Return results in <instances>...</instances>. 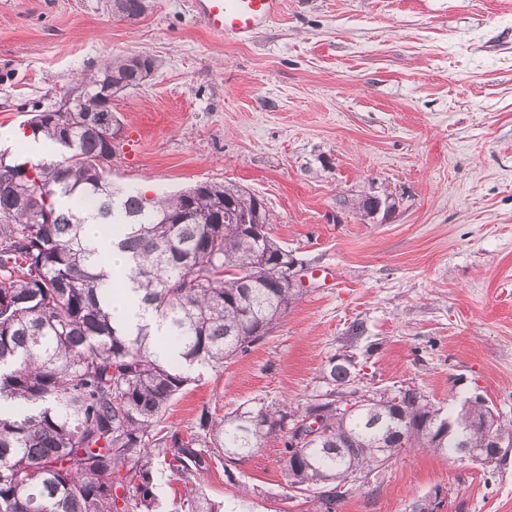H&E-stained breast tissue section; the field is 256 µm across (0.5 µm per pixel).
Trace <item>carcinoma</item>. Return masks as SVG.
<instances>
[{
  "label": "carcinoma",
  "instance_id": "cac0c4a2",
  "mask_svg": "<svg viewBox=\"0 0 512 512\" xmlns=\"http://www.w3.org/2000/svg\"><path fill=\"white\" fill-rule=\"evenodd\" d=\"M155 68L148 55L140 67L128 56L104 61L79 84L81 111L27 121L55 149L51 159L0 153V512H157L156 459L184 483L177 512H220L192 477L222 458L233 484L231 465L271 439L282 445L287 487L313 489L321 512H336L354 472L407 448L464 457L461 443L489 453L491 437L512 448L511 421L484 426L492 407L483 396L444 416L411 386L347 400L323 414V433L295 445L284 419L349 382L334 356L319 390L294 409L261 405L217 420L204 409L187 435L164 426L192 370L246 354L302 292L266 275L287 249L254 195L209 181L150 199L113 187L101 165L110 148L102 109ZM73 196L103 223L125 226L119 247L130 266L119 276L164 335L112 319V272L85 243L86 217L65 204ZM226 198L248 226L218 222Z\"/></svg>",
  "mask_w": 512,
  "mask_h": 512
}]
</instances>
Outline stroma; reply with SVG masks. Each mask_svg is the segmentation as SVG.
<instances>
[{"instance_id":"stroma-1","label":"stroma","mask_w":512,"mask_h":512,"mask_svg":"<svg viewBox=\"0 0 512 512\" xmlns=\"http://www.w3.org/2000/svg\"><path fill=\"white\" fill-rule=\"evenodd\" d=\"M133 54L159 67L112 100L114 184L243 188L303 261L301 300L247 354L201 370L169 426L304 402L334 355L361 391L412 386L446 410L479 394L512 419V0H285L246 41L212 34L191 0H149L131 22L107 0H0V131ZM370 195L395 210L364 220ZM233 470V485L219 462L198 478L222 512H320L290 495L279 442ZM437 490L440 512H512V456L416 449L337 512H411Z\"/></svg>"}]
</instances>
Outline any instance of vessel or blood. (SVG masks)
<instances>
[{
	"mask_svg": "<svg viewBox=\"0 0 512 512\" xmlns=\"http://www.w3.org/2000/svg\"><path fill=\"white\" fill-rule=\"evenodd\" d=\"M196 5L211 32L246 37L276 17L283 0H196Z\"/></svg>",
	"mask_w": 512,
	"mask_h": 512,
	"instance_id": "b4317fda",
	"label": "vessel or blood"
}]
</instances>
